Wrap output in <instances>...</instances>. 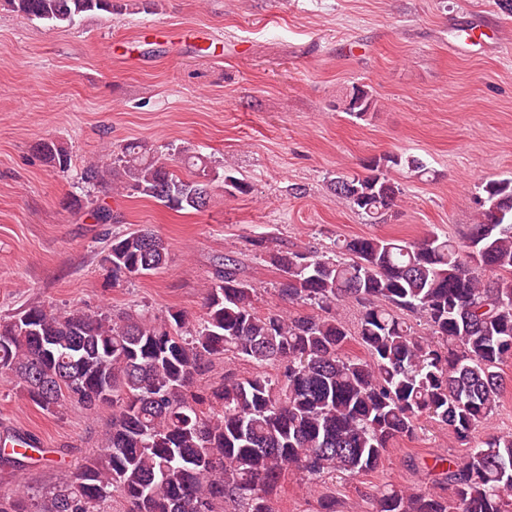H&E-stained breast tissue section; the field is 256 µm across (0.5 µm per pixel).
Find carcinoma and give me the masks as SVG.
<instances>
[{
  "label": "carcinoma",
  "mask_w": 512,
  "mask_h": 512,
  "mask_svg": "<svg viewBox=\"0 0 512 512\" xmlns=\"http://www.w3.org/2000/svg\"><path fill=\"white\" fill-rule=\"evenodd\" d=\"M0 7L55 26L112 12L113 0H0ZM376 107L352 87L343 111L363 120ZM37 152L57 172L69 151L45 140ZM178 159L140 142L106 163L91 161L80 180L151 197L176 212L206 210L213 170L189 146ZM416 177L427 167L388 153L366 174H339L334 195L369 224L387 220L401 194L393 169ZM477 223L458 244L431 231L416 240L354 237L327 256L268 249L283 273L278 292L299 310L261 314L240 262L224 255L206 286L205 312L191 320L171 309L158 319L133 312L94 314L34 304L0 319V370L14 375L28 398L53 414L65 402L91 413L112 410L98 451L74 480L42 497L0 494V512H102L118 494L128 512H274L284 474L317 481L377 470L388 448L412 438L425 420L470 441L507 388L500 365L512 360V177L481 185ZM169 252L151 230L112 235L101 265L112 285L164 268ZM362 305L351 329L337 308ZM311 307L322 315L301 311ZM418 313L428 338L415 335L400 312ZM367 351L346 352L351 336ZM252 365L199 383L213 360ZM0 448V465L47 460L46 450L19 433ZM438 484L451 494L393 485L371 494L373 512H512V435L493 436L462 457L438 458Z\"/></svg>",
  "instance_id": "1"
}]
</instances>
